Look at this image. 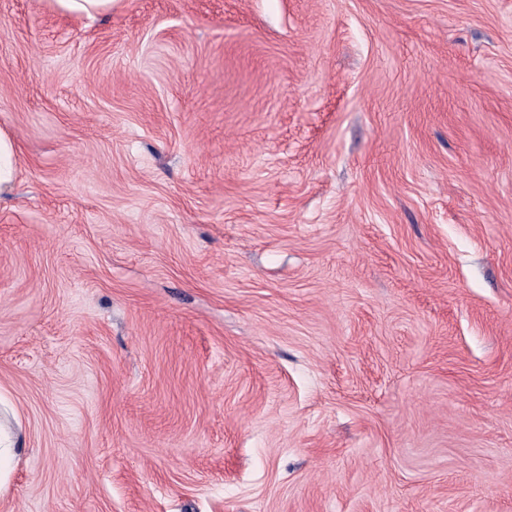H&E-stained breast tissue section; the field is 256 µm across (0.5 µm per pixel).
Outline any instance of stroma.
I'll return each mask as SVG.
<instances>
[{
    "label": "stroma",
    "instance_id": "stroma-1",
    "mask_svg": "<svg viewBox=\"0 0 512 512\" xmlns=\"http://www.w3.org/2000/svg\"><path fill=\"white\" fill-rule=\"evenodd\" d=\"M0 512H512V0H0ZM60 11L93 17L112 10V0H49ZM14 148L11 140L0 132V194L9 188L14 175ZM21 446L18 436L0 425V488L16 456L17 448H22Z\"/></svg>",
    "mask_w": 512,
    "mask_h": 512
}]
</instances>
